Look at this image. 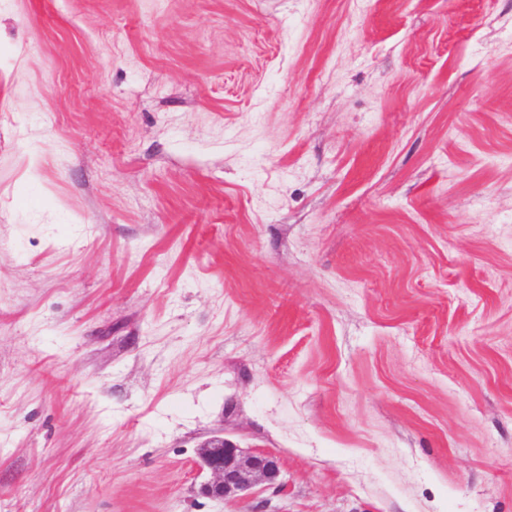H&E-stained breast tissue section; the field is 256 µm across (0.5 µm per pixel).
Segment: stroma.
<instances>
[{
  "mask_svg": "<svg viewBox=\"0 0 512 512\" xmlns=\"http://www.w3.org/2000/svg\"><path fill=\"white\" fill-rule=\"evenodd\" d=\"M0 512H512V0H0ZM199 459L212 474L201 486V493L215 500L244 496L258 483L282 489L278 460L263 453H248L224 438L200 447Z\"/></svg>",
  "mask_w": 512,
  "mask_h": 512,
  "instance_id": "35a3bbf8",
  "label": "stroma"
}]
</instances>
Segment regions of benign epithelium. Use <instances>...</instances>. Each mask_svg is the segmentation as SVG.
Wrapping results in <instances>:
<instances>
[{
    "instance_id": "benign-epithelium-1",
    "label": "benign epithelium",
    "mask_w": 512,
    "mask_h": 512,
    "mask_svg": "<svg viewBox=\"0 0 512 512\" xmlns=\"http://www.w3.org/2000/svg\"><path fill=\"white\" fill-rule=\"evenodd\" d=\"M199 459L212 474V480L201 486V493L215 500L244 496L261 482L281 489L278 460L263 453H248L222 438L200 447Z\"/></svg>"
}]
</instances>
